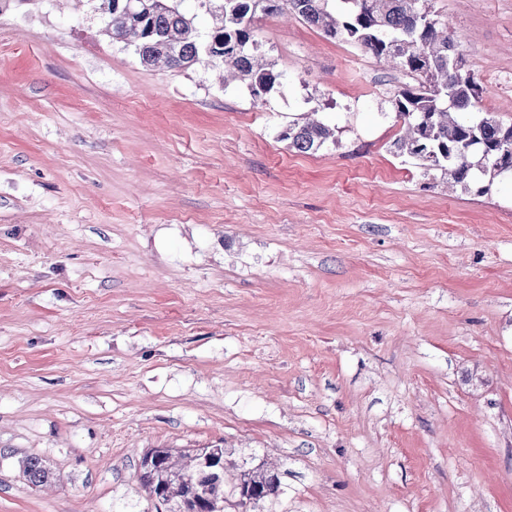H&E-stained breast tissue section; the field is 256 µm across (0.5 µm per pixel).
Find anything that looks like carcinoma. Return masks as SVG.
Returning a JSON list of instances; mask_svg holds the SVG:
<instances>
[{"instance_id": "obj_1", "label": "carcinoma", "mask_w": 512, "mask_h": 512, "mask_svg": "<svg viewBox=\"0 0 512 512\" xmlns=\"http://www.w3.org/2000/svg\"><path fill=\"white\" fill-rule=\"evenodd\" d=\"M212 18L200 33L195 17L177 0H98L109 38L134 46L140 63L159 71H185L222 64L225 71L260 98L275 86L279 74L259 51L254 20L286 13L370 52L389 67L416 77V85L398 91L392 105L406 126L393 147L441 170L455 184L478 186L488 194L503 174L494 154L512 151V124L488 114L476 115L474 77L454 74L456 42L448 25L425 5L426 0H199ZM333 131L318 119L288 125L281 139L299 153H315ZM27 480L40 486L50 472L37 458L24 464Z\"/></svg>"}]
</instances>
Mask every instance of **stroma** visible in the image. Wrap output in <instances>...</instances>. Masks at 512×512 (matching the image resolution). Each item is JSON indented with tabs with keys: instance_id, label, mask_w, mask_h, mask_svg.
<instances>
[{
	"instance_id": "obj_1",
	"label": "stroma",
	"mask_w": 512,
	"mask_h": 512,
	"mask_svg": "<svg viewBox=\"0 0 512 512\" xmlns=\"http://www.w3.org/2000/svg\"><path fill=\"white\" fill-rule=\"evenodd\" d=\"M428 5L512 124V0ZM101 27L0 14V512H156L152 448L223 449L226 512L258 465L249 512H512V176L396 155L412 77L299 19L254 22L260 102ZM281 139L288 141V147L299 153H315L330 139L334 140L333 131L318 119H309L288 125L282 131ZM256 472L258 473L263 486L276 484L279 480L278 475L275 472L269 470L265 471L261 469L260 466L243 470L240 474V481L238 484V502H243L246 505H256L262 499V486L250 480V477Z\"/></svg>"
}]
</instances>
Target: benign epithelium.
<instances>
[{"mask_svg":"<svg viewBox=\"0 0 512 512\" xmlns=\"http://www.w3.org/2000/svg\"><path fill=\"white\" fill-rule=\"evenodd\" d=\"M197 472L203 477H213L224 471V449L199 448L194 453ZM140 471L151 477L147 486L150 498L159 512H223L224 503L208 490H203L192 479L167 466V457L159 448L148 451L140 463ZM278 475L257 466L245 469L238 484L239 501L255 505L263 497L262 486L275 484ZM185 483L192 488L189 496L177 498L171 493L174 483Z\"/></svg>","mask_w":512,"mask_h":512,"instance_id":"1","label":"benign epithelium"}]
</instances>
